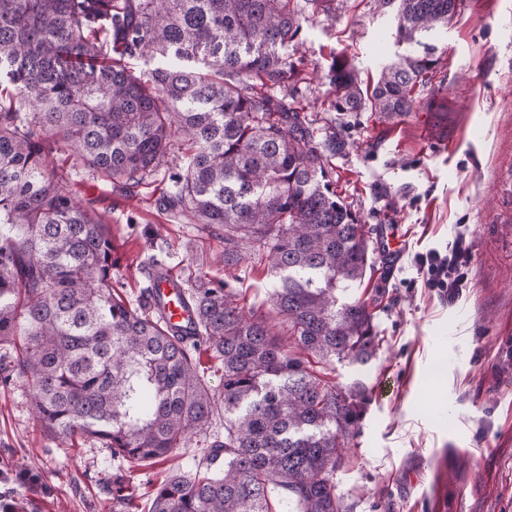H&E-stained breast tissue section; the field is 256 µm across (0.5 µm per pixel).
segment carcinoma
<instances>
[{
  "label": "carcinoma",
  "instance_id": "cac0c4a2",
  "mask_svg": "<svg viewBox=\"0 0 512 512\" xmlns=\"http://www.w3.org/2000/svg\"><path fill=\"white\" fill-rule=\"evenodd\" d=\"M294 0H0V381L22 378L45 432L90 437L113 458L166 460L224 410L195 470L153 492L149 512H272L288 492L297 512H350L334 475L367 395L310 371L279 336L320 360L364 363L381 338L363 282L373 249L336 193V132L269 93L288 90L294 61L279 49L301 30ZM395 10L397 42L448 26L457 0H376ZM133 57L169 60L135 75ZM439 58L429 48L385 67L371 94L340 59L330 107L365 106L385 120L412 112ZM70 149V165L50 160ZM169 208L211 233L224 266L243 258L279 276L268 308L246 310L218 282L188 290L193 334L177 336L112 283L107 219L71 190L76 168L132 190L164 166ZM224 369L220 395L201 351ZM224 461L217 471L211 466ZM112 512H138L118 476Z\"/></svg>",
  "mask_w": 512,
  "mask_h": 512
}]
</instances>
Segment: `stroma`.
I'll return each mask as SVG.
<instances>
[{
	"instance_id": "obj_1",
	"label": "stroma",
	"mask_w": 512,
	"mask_h": 512,
	"mask_svg": "<svg viewBox=\"0 0 512 512\" xmlns=\"http://www.w3.org/2000/svg\"><path fill=\"white\" fill-rule=\"evenodd\" d=\"M302 29L282 53L300 68L286 100L314 127L347 143L331 159L336 191L360 213L374 247V267L357 293L372 304L384 338L361 365L320 366L341 387L368 394L359 431L344 450L337 492L351 512H512V0H462L447 28L431 38L440 58L416 89L407 116L386 121L363 108L330 109L329 71L349 60L372 85L402 48L392 13L375 0H298ZM81 197L105 215L119 263L113 278L128 299L149 284L152 254L173 271L192 267L223 281L241 305H264L276 279L246 260L224 267L216 241L165 209L166 172L127 193L78 169ZM395 232L401 254L388 260L382 241ZM471 243L469 288L451 299L425 288L415 256L446 249L458 233ZM216 415L204 434L164 462L130 463L97 443L50 438L36 421L30 387L0 384V469L37 468L46 488L34 495L0 477V494L34 498L37 512H112L105 488L129 480L149 507L155 485L190 471L205 437L223 435Z\"/></svg>"
}]
</instances>
